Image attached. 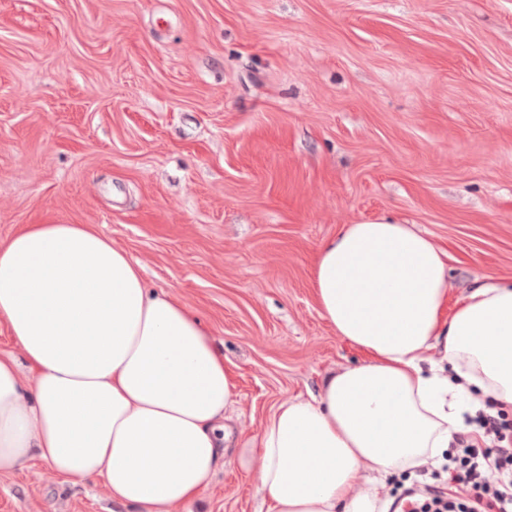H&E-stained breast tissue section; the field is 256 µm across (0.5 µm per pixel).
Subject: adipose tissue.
I'll return each instance as SVG.
<instances>
[{
  "label": "adipose tissue",
  "instance_id": "adipose-tissue-1",
  "mask_svg": "<svg viewBox=\"0 0 512 512\" xmlns=\"http://www.w3.org/2000/svg\"><path fill=\"white\" fill-rule=\"evenodd\" d=\"M313 287L363 358L273 409L253 458L268 512H373L374 486L442 457L467 391L512 408V281L448 309L447 252L380 220L325 239ZM0 323L19 349L0 352V473L100 480L117 512L202 503L235 385L192 309L93 225L29 224L0 240Z\"/></svg>",
  "mask_w": 512,
  "mask_h": 512
}]
</instances>
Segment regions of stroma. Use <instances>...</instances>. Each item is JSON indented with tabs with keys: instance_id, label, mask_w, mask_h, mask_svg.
<instances>
[{
	"instance_id": "obj_1",
	"label": "stroma",
	"mask_w": 512,
	"mask_h": 512,
	"mask_svg": "<svg viewBox=\"0 0 512 512\" xmlns=\"http://www.w3.org/2000/svg\"><path fill=\"white\" fill-rule=\"evenodd\" d=\"M411 224L448 302L512 279V0H0V240L91 224L191 307L235 384L206 512H261L273 406L361 360L314 297L345 224ZM0 474V512H112Z\"/></svg>"
}]
</instances>
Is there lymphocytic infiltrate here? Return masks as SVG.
<instances>
[{"label": "lymphocytic infiltrate", "mask_w": 512, "mask_h": 512, "mask_svg": "<svg viewBox=\"0 0 512 512\" xmlns=\"http://www.w3.org/2000/svg\"><path fill=\"white\" fill-rule=\"evenodd\" d=\"M465 422L455 451L429 480L395 498L389 512H512V420L488 398Z\"/></svg>", "instance_id": "lymphocytic-infiltrate-1"}]
</instances>
